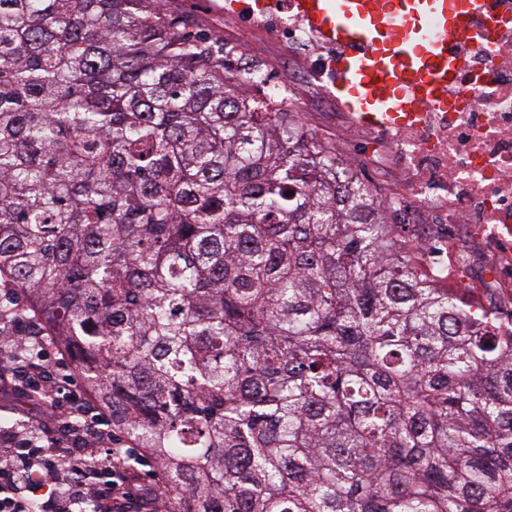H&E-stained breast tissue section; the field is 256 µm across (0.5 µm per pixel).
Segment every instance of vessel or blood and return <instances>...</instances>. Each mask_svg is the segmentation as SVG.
I'll use <instances>...</instances> for the list:
<instances>
[{"mask_svg":"<svg viewBox=\"0 0 512 512\" xmlns=\"http://www.w3.org/2000/svg\"><path fill=\"white\" fill-rule=\"evenodd\" d=\"M282 3L335 50L336 99L368 128L406 123L447 94L468 65L456 46L491 8V0H224V10L264 16Z\"/></svg>","mask_w":512,"mask_h":512,"instance_id":"vessel-or-blood-1","label":"vessel or blood"}]
</instances>
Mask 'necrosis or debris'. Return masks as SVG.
Here are the masks:
<instances>
[{"label": "necrosis or debris", "mask_w": 512, "mask_h": 512, "mask_svg": "<svg viewBox=\"0 0 512 512\" xmlns=\"http://www.w3.org/2000/svg\"><path fill=\"white\" fill-rule=\"evenodd\" d=\"M244 25L292 46L316 42L282 9ZM465 47L472 55L462 93L424 106L410 127L373 131L348 113L339 118L395 171L382 202L419 275L467 294L472 310L489 314L490 331L511 336L512 0H494Z\"/></svg>", "instance_id": "4bbe7bcc"}]
</instances>
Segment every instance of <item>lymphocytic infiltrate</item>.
Wrapping results in <instances>:
<instances>
[{"label": "lymphocytic infiltrate", "instance_id": "obj_1", "mask_svg": "<svg viewBox=\"0 0 512 512\" xmlns=\"http://www.w3.org/2000/svg\"><path fill=\"white\" fill-rule=\"evenodd\" d=\"M11 343L22 353L31 373L30 386H39L42 371L61 368L59 381L71 416L79 418V426L87 435L101 434L107 423L105 415L89 409L86 397L76 388L75 374L63 371L62 359L52 358L45 338L15 336ZM62 427V422L50 420L35 430L22 429L8 447L0 448V512H33L35 497L52 485L58 486L59 494L50 501V512H84L92 487L99 484L112 490V503L101 512H135L143 493L125 475L127 450L113 449L108 461L91 456L74 460L55 456L52 450L60 445Z\"/></svg>", "mask_w": 512, "mask_h": 512}]
</instances>
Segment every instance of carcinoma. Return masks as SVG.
Instances as JSON below:
<instances>
[{
    "label": "carcinoma",
    "mask_w": 512,
    "mask_h": 512,
    "mask_svg": "<svg viewBox=\"0 0 512 512\" xmlns=\"http://www.w3.org/2000/svg\"><path fill=\"white\" fill-rule=\"evenodd\" d=\"M161 0H0V335L50 336L164 512H512V341Z\"/></svg>",
    "instance_id": "1"
}]
</instances>
